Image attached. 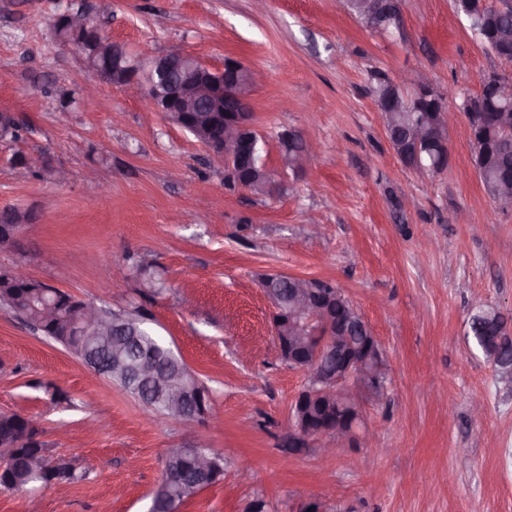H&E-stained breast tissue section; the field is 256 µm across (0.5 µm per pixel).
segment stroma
Instances as JSON below:
<instances>
[{
	"instance_id": "1",
	"label": "stroma",
	"mask_w": 512,
	"mask_h": 512,
	"mask_svg": "<svg viewBox=\"0 0 512 512\" xmlns=\"http://www.w3.org/2000/svg\"><path fill=\"white\" fill-rule=\"evenodd\" d=\"M87 9L103 38L138 57L179 51L261 70L250 95L263 161L279 135L318 145L285 173L283 195L229 190L221 158L102 82L84 98L83 54L54 18ZM427 73L452 113L450 161L406 167L374 100L380 78ZM512 73L472 33L455 0H403L380 35L340 0H0V212L31 215L0 269L108 309L145 304L151 328L209 389L222 424L151 417L143 404L0 306V413L37 421L49 455L85 479L0 492V512H147L168 448L204 442L224 478L180 512H298L325 489L328 512H512V384L468 334L474 310L512 320V210L472 166L463 101L479 71ZM40 153L33 173L14 164ZM95 174L106 191H87ZM160 292L144 301L137 267ZM269 273L344 289L389 362L385 398L362 396L367 448L288 445L302 371L279 358ZM66 401L53 399L55 390Z\"/></svg>"
}]
</instances>
